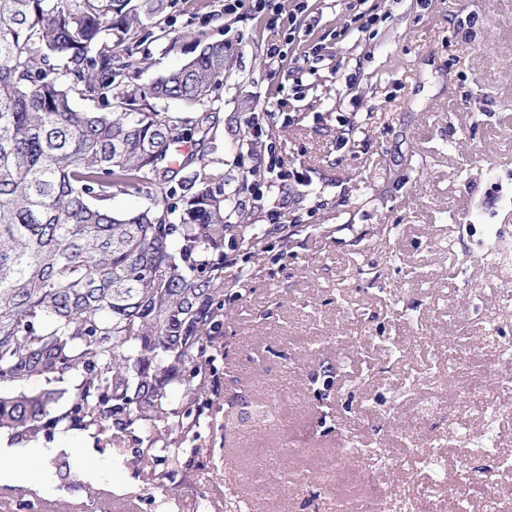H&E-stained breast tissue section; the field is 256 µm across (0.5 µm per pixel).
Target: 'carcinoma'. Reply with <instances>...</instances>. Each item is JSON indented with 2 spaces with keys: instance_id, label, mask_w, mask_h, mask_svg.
I'll return each instance as SVG.
<instances>
[{
  "instance_id": "carcinoma-1",
  "label": "carcinoma",
  "mask_w": 512,
  "mask_h": 512,
  "mask_svg": "<svg viewBox=\"0 0 512 512\" xmlns=\"http://www.w3.org/2000/svg\"><path fill=\"white\" fill-rule=\"evenodd\" d=\"M172 2L0 0V430L18 444L91 431L110 446L138 429L126 463L165 464L163 479L197 452L183 444L204 424L232 228L206 154L182 151L214 116L157 110L213 102L224 43L131 81L150 59L133 57L136 34ZM175 180L177 224L104 205L114 186L155 185L167 207Z\"/></svg>"
}]
</instances>
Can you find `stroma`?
Wrapping results in <instances>:
<instances>
[{"mask_svg":"<svg viewBox=\"0 0 512 512\" xmlns=\"http://www.w3.org/2000/svg\"><path fill=\"white\" fill-rule=\"evenodd\" d=\"M169 17L134 81L182 63L160 31L230 43L209 171L242 237L264 235L247 277L224 269L198 452L161 481L125 465L133 439L81 451L78 431L57 434L69 480L29 455L26 482L0 484V512H335L340 496L395 512L430 480L456 490L463 463L475 512L489 487L512 494V473L477 454L512 456V383L475 401L451 359L512 375V0H308L276 33L224 0H175ZM269 151L286 178L258 196L244 176ZM417 413L421 433L404 436ZM286 439L302 455H276ZM349 446L339 481L321 484ZM261 460L312 484L244 481Z\"/></svg>","mask_w":512,"mask_h":512,"instance_id":"stroma-1","label":"stroma"}]
</instances>
